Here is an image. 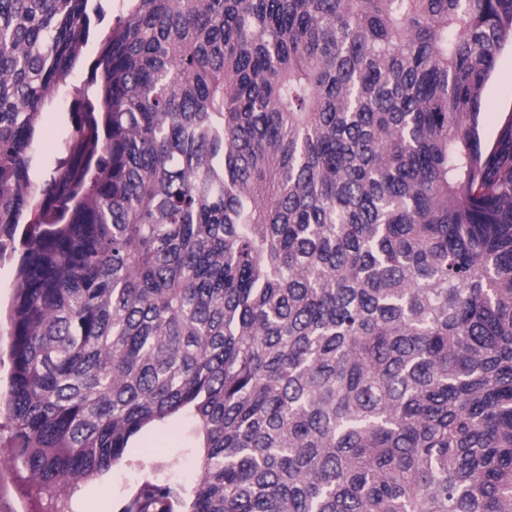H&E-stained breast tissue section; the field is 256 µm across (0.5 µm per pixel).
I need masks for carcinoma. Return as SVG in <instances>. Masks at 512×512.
Masks as SVG:
<instances>
[{
  "mask_svg": "<svg viewBox=\"0 0 512 512\" xmlns=\"http://www.w3.org/2000/svg\"><path fill=\"white\" fill-rule=\"evenodd\" d=\"M0 0L10 442L118 512H512V0ZM101 50L49 179L39 120ZM486 112L481 118L482 143H494L504 117L512 112V47L507 45L497 54L494 74L484 90ZM8 419L0 418V512H55L65 504L71 512H115L119 500L146 478L158 475L170 482L192 485L199 476L203 452L193 421L186 415L167 419L162 425L141 431L123 459L97 477L57 493L29 494L30 474L16 459L9 444ZM72 494V495H71ZM71 495V496H70Z\"/></svg>",
  "mask_w": 512,
  "mask_h": 512,
  "instance_id": "obj_1",
  "label": "carcinoma"
}]
</instances>
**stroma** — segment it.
<instances>
[{
	"label": "stroma",
	"mask_w": 512,
	"mask_h": 512,
	"mask_svg": "<svg viewBox=\"0 0 512 512\" xmlns=\"http://www.w3.org/2000/svg\"><path fill=\"white\" fill-rule=\"evenodd\" d=\"M485 110L481 138L492 145L504 117L512 112V47L502 49L494 74L484 90ZM41 137L35 148L33 179L48 177L59 156V145L71 130L66 107L48 110L40 122ZM7 418H0V512H116L123 495L146 478L159 476L192 485L199 476L202 454L193 421L184 415L141 431L130 443L120 463L97 477L79 482L74 491L32 495L30 474L9 444Z\"/></svg>",
	"instance_id": "obj_1"
}]
</instances>
